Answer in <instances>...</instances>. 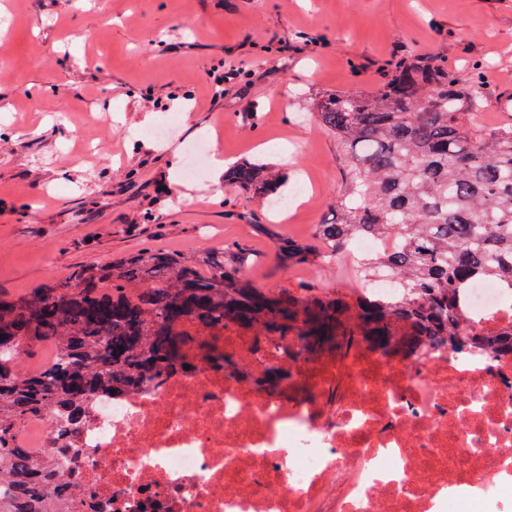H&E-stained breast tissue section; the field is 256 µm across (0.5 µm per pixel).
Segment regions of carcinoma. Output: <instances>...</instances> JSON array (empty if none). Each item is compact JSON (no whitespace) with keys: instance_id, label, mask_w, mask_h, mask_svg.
Returning <instances> with one entry per match:
<instances>
[{"instance_id":"carcinoma-1","label":"carcinoma","mask_w":512,"mask_h":512,"mask_svg":"<svg viewBox=\"0 0 512 512\" xmlns=\"http://www.w3.org/2000/svg\"><path fill=\"white\" fill-rule=\"evenodd\" d=\"M468 78L444 61L394 64L370 90L326 91L310 98L309 120L336 138L342 187L336 219L312 238L276 239L274 259L288 270L330 264L366 232L398 239L392 252L365 259L366 280L385 271L406 292L350 303L311 291L269 293L243 278L252 253L231 242L193 255L144 248L17 295L0 293V512H74L73 492L57 466L65 439L41 454L17 432L33 416L76 413L96 392H119L184 367L195 348L236 371L213 337L229 327L256 336H293L288 356L313 361L354 345L385 355L424 344L457 347L498 341L466 324L465 288L495 277L512 289V124L486 128L475 117L480 75ZM284 168L260 158L224 168V184L277 210ZM48 342L52 359L24 358ZM276 368L257 382L278 388Z\"/></svg>"}]
</instances>
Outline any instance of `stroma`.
<instances>
[{
  "mask_svg": "<svg viewBox=\"0 0 512 512\" xmlns=\"http://www.w3.org/2000/svg\"><path fill=\"white\" fill-rule=\"evenodd\" d=\"M287 33L323 42L262 55ZM427 52L459 70L488 61L476 121H512V0H0V292L149 246L235 241L258 257L255 287L348 295L330 267L278 268L255 227L306 239L335 216L336 140L306 120L309 94L374 87L378 68ZM225 62L253 77L213 112L206 72ZM146 96L170 106L133 111ZM166 115L175 128L148 136ZM208 150L229 163L270 151L308 191L269 216L215 189L212 168L183 177Z\"/></svg>",
  "mask_w": 512,
  "mask_h": 512,
  "instance_id": "obj_1",
  "label": "stroma"
}]
</instances>
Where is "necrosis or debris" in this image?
Masks as SVG:
<instances>
[{
	"instance_id": "necrosis-or-debris-1",
	"label": "necrosis or debris",
	"mask_w": 512,
	"mask_h": 512,
	"mask_svg": "<svg viewBox=\"0 0 512 512\" xmlns=\"http://www.w3.org/2000/svg\"><path fill=\"white\" fill-rule=\"evenodd\" d=\"M473 327H512L494 279L471 284ZM225 372L185 368L96 397L59 459L77 512H512V348H355L304 362L221 336ZM278 367L287 388L257 373Z\"/></svg>"
}]
</instances>
